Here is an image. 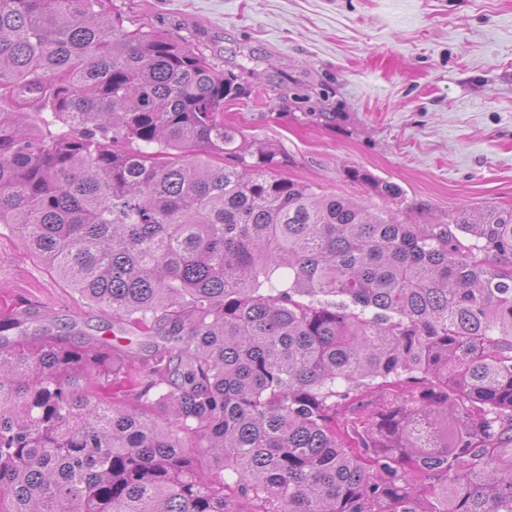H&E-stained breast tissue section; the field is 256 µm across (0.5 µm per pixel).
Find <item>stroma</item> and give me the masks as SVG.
Segmentation results:
<instances>
[{"mask_svg":"<svg viewBox=\"0 0 512 512\" xmlns=\"http://www.w3.org/2000/svg\"><path fill=\"white\" fill-rule=\"evenodd\" d=\"M113 2L125 28L185 39L239 76L248 92L224 121L277 151L282 177L374 211L383 200L350 176L364 170L421 223L512 208V0ZM3 305L90 335L112 322L0 225Z\"/></svg>","mask_w":512,"mask_h":512,"instance_id":"35a3bbf8","label":"stroma"}]
</instances>
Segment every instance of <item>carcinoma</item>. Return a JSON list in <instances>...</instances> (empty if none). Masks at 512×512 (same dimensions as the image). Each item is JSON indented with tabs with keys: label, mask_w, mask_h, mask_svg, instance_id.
<instances>
[{
	"label": "carcinoma",
	"mask_w": 512,
	"mask_h": 512,
	"mask_svg": "<svg viewBox=\"0 0 512 512\" xmlns=\"http://www.w3.org/2000/svg\"><path fill=\"white\" fill-rule=\"evenodd\" d=\"M110 2L0 0V224L152 342L0 312V512H512V208L247 161L245 87Z\"/></svg>",
	"instance_id": "obj_1"
}]
</instances>
